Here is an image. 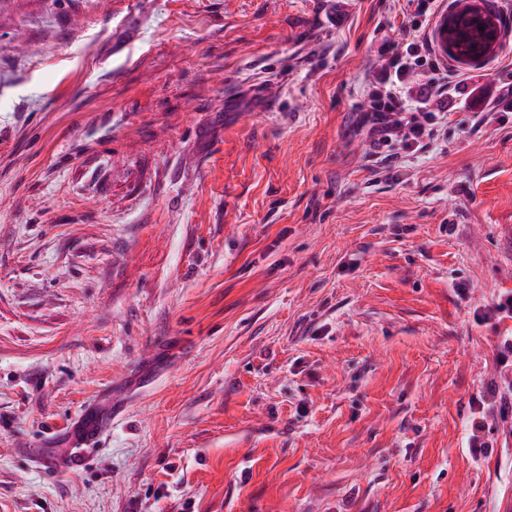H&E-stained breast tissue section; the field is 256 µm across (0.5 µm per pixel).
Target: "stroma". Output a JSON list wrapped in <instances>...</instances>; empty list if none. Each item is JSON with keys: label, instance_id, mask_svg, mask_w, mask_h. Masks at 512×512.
I'll return each mask as SVG.
<instances>
[{"label": "stroma", "instance_id": "35a3bbf8", "mask_svg": "<svg viewBox=\"0 0 512 512\" xmlns=\"http://www.w3.org/2000/svg\"><path fill=\"white\" fill-rule=\"evenodd\" d=\"M405 3L0 0V512H512V106L370 164ZM496 362L500 367L501 385L509 396L501 392L499 385L494 383L476 397L478 417L472 419L468 437V448L476 458L489 455L494 448L493 442L485 440L482 434L486 429L487 417L499 416L503 422L507 421L509 415L510 420L512 417V334L503 336L497 344ZM112 405L99 400L85 405L76 417L71 436V449L62 469L81 467L93 460L103 438L112 427Z\"/></svg>", "mask_w": 512, "mask_h": 512}]
</instances>
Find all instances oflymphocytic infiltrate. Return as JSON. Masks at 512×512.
<instances>
[{
	"instance_id": "1",
	"label": "lymphocytic infiltrate",
	"mask_w": 512,
	"mask_h": 512,
	"mask_svg": "<svg viewBox=\"0 0 512 512\" xmlns=\"http://www.w3.org/2000/svg\"><path fill=\"white\" fill-rule=\"evenodd\" d=\"M440 8V0H417L414 17L402 26L406 49L383 50L387 57L382 73L368 85L369 107L362 112L358 127L364 131L374 150H386L387 163H399L402 153L426 150L448 123L443 100L448 94V65L436 54L429 29ZM418 74L416 87H408L410 74ZM399 152H391V145ZM496 362L500 384L489 385L476 397L477 415L472 419L468 446L475 456H486L492 442L483 433L488 417L512 416V335L502 337L497 345Z\"/></svg>"
}]
</instances>
